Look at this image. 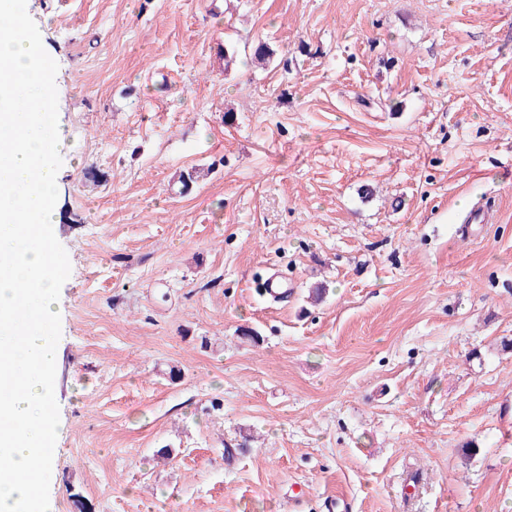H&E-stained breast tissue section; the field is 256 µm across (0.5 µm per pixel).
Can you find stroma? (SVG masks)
<instances>
[{
  "mask_svg": "<svg viewBox=\"0 0 512 512\" xmlns=\"http://www.w3.org/2000/svg\"><path fill=\"white\" fill-rule=\"evenodd\" d=\"M27 12L68 144L52 512H512V0Z\"/></svg>",
  "mask_w": 512,
  "mask_h": 512,
  "instance_id": "stroma-1",
  "label": "stroma"
}]
</instances>
